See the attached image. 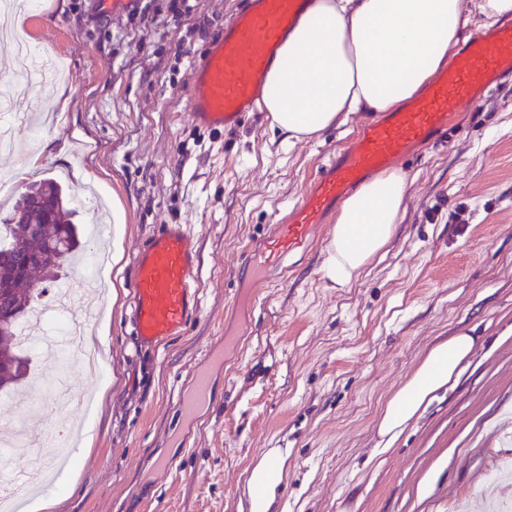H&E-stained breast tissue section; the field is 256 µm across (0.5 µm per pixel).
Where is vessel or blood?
I'll list each match as a JSON object with an SVG mask.
<instances>
[{
	"mask_svg": "<svg viewBox=\"0 0 512 512\" xmlns=\"http://www.w3.org/2000/svg\"><path fill=\"white\" fill-rule=\"evenodd\" d=\"M313 0H246L195 62V81L186 110L196 125L214 130L238 128L246 115L264 109L268 75L280 61L287 36L308 12ZM512 79V19L475 34L457 49L448 67L437 72L420 94L400 109L369 121L339 155L322 163L309 188L280 217L270 238L272 253L263 254L251 273L255 284L268 281L272 268L304 248L323 227L337 200L366 179L393 167L400 159L444 141L459 110L475 108L492 89ZM200 267L195 240L180 224H168L135 258L130 284L135 336L159 344L183 331L200 306ZM72 297L63 304L73 336H86L96 319L81 295L94 291L96 279L78 270ZM210 377L197 370L191 393L180 400L183 417H195L209 399ZM38 400L46 413L81 404L80 391L59 386L40 388ZM54 430L43 433L38 453L41 471L55 472L58 457Z\"/></svg>",
	"mask_w": 512,
	"mask_h": 512,
	"instance_id": "b4317fda",
	"label": "vessel or blood"
}]
</instances>
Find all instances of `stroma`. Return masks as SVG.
I'll return each instance as SVG.
<instances>
[{"instance_id": "1", "label": "stroma", "mask_w": 512, "mask_h": 512, "mask_svg": "<svg viewBox=\"0 0 512 512\" xmlns=\"http://www.w3.org/2000/svg\"><path fill=\"white\" fill-rule=\"evenodd\" d=\"M41 0L15 28L59 57L65 100L34 89L26 108L57 114L17 130L0 153L16 174L0 203L24 192L29 171L63 180L88 249L104 200L118 219L122 259L106 269L89 331L102 370L62 369L33 352L32 374H63L88 406L33 419L79 425L71 462L49 492L54 512H239L253 464L288 452L276 512H481L512 504V82L461 113L447 146L399 170L407 191L394 237L347 286L324 278L325 242L296 253L285 281L252 304L245 276L278 214L320 164L342 151L367 112L285 149L268 113L234 131L191 122L183 109L194 63L245 0ZM166 224L198 242L201 316L153 348L132 333L129 284L139 247ZM460 332L476 336L454 386L436 392L397 443L377 454L385 402L427 351ZM232 336L224 362L206 349ZM211 392L195 419L177 408L194 370ZM171 468L162 473L159 462Z\"/></svg>"}]
</instances>
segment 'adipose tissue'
<instances>
[{
  "mask_svg": "<svg viewBox=\"0 0 512 512\" xmlns=\"http://www.w3.org/2000/svg\"><path fill=\"white\" fill-rule=\"evenodd\" d=\"M512 0H316L285 41L264 98L281 143L320 136L345 112H386L413 97L443 67L470 17L494 23ZM407 182L397 171L364 183L341 204L321 271L349 284L384 252L397 227ZM476 338L460 333L434 344L387 401L377 451L391 448L434 392L455 381ZM287 453L252 468L240 512H274Z\"/></svg>",
  "mask_w": 512,
  "mask_h": 512,
  "instance_id": "1",
  "label": "adipose tissue"
}]
</instances>
